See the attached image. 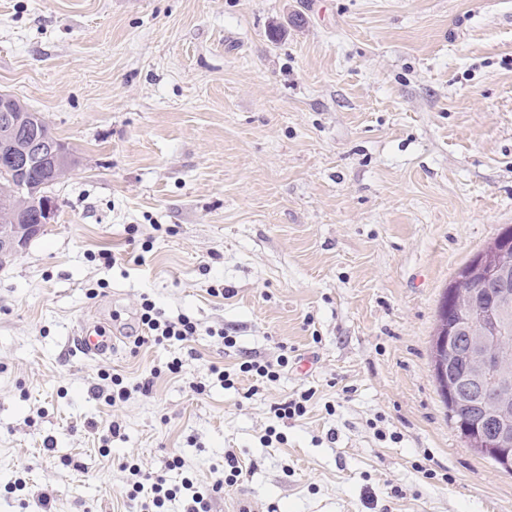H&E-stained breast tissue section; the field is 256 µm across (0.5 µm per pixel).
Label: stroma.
I'll use <instances>...</instances> for the list:
<instances>
[{"label": "stroma", "instance_id": "1", "mask_svg": "<svg viewBox=\"0 0 512 512\" xmlns=\"http://www.w3.org/2000/svg\"><path fill=\"white\" fill-rule=\"evenodd\" d=\"M1 91L77 165L0 263V512H141L129 465L205 487L229 450L210 512H512L430 364L443 292L512 225V0H0ZM146 298L192 341L133 349ZM285 346L277 381L240 373ZM74 350L85 358H108L116 347L115 336H108L96 326L82 325L73 337Z\"/></svg>", "mask_w": 512, "mask_h": 512}]
</instances>
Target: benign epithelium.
I'll return each mask as SVG.
<instances>
[{
  "label": "benign epithelium",
  "mask_w": 512,
  "mask_h": 512,
  "mask_svg": "<svg viewBox=\"0 0 512 512\" xmlns=\"http://www.w3.org/2000/svg\"><path fill=\"white\" fill-rule=\"evenodd\" d=\"M48 164L52 182L68 173L71 159L64 143L45 133L40 117L26 111L17 97L1 92L0 169L11 174V181L0 185V261L17 254L55 217V200L40 192L44 184L31 180L36 167ZM18 183L27 185L29 197H17ZM474 278L486 283L492 303H512V226L500 228L466 269L463 279ZM443 311L448 332L441 334L438 347L465 354L464 367L448 376L449 403L456 410L471 408L460 421L470 446L512 470V363L501 354L509 339L491 327L489 311L475 308L472 295L461 289L448 291Z\"/></svg>",
  "instance_id": "1"
}]
</instances>
